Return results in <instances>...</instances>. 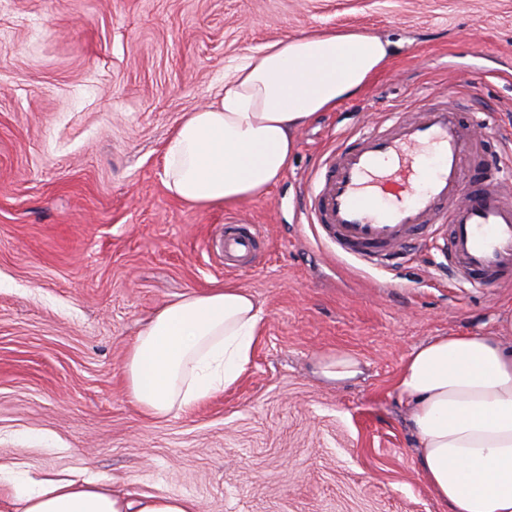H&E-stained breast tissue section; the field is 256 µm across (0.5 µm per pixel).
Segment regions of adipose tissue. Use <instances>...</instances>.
<instances>
[{"label": "adipose tissue", "instance_id": "1", "mask_svg": "<svg viewBox=\"0 0 512 512\" xmlns=\"http://www.w3.org/2000/svg\"><path fill=\"white\" fill-rule=\"evenodd\" d=\"M393 42L319 32L265 45L224 70V86L187 113L165 151V186L192 208L263 197L287 170L297 131L360 93ZM265 318L227 284L159 308L123 365L127 395L146 416L192 409L242 379ZM395 388L408 404L422 478L448 512H512V343L493 333L436 336L403 361ZM14 512H199L196 500L140 494L111 478L30 476L0 464Z\"/></svg>", "mask_w": 512, "mask_h": 512}]
</instances>
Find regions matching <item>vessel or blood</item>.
Here are the masks:
<instances>
[{"mask_svg":"<svg viewBox=\"0 0 512 512\" xmlns=\"http://www.w3.org/2000/svg\"><path fill=\"white\" fill-rule=\"evenodd\" d=\"M457 110L425 106L386 114L319 164L304 199L317 238L337 256L372 267L440 240L448 270L478 288L512 282V180L478 157ZM255 225L224 224V265L252 264Z\"/></svg>","mask_w":512,"mask_h":512,"instance_id":"obj_1","label":"vessel or blood"}]
</instances>
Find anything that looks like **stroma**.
<instances>
[{
	"label": "stroma",
	"instance_id": "1",
	"mask_svg": "<svg viewBox=\"0 0 512 512\" xmlns=\"http://www.w3.org/2000/svg\"><path fill=\"white\" fill-rule=\"evenodd\" d=\"M363 31L394 52L318 113L267 196L191 208L164 152L224 68L304 33ZM452 105L512 162V0H0V462L90 469L202 512H448L419 474L394 387L414 347L497 330L512 284L459 287L434 246L383 269L331 254L303 214L320 156L390 112ZM264 246L224 267V220ZM230 283L263 307L234 387L187 413L143 414L122 366L165 303ZM343 349L363 372H314Z\"/></svg>",
	"mask_w": 512,
	"mask_h": 512
}]
</instances>
